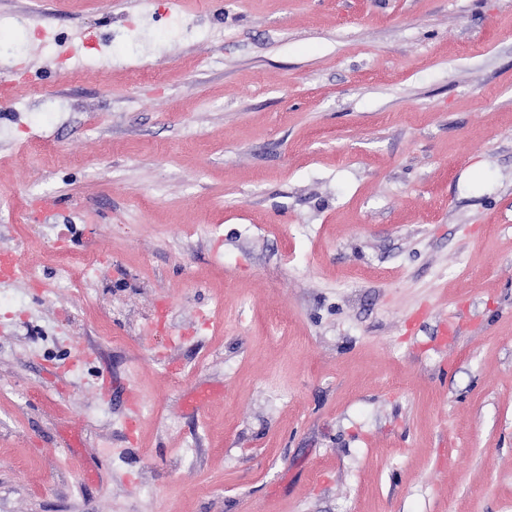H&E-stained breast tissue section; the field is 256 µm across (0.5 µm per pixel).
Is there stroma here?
Returning <instances> with one entry per match:
<instances>
[{"label":"stroma","instance_id":"obj_1","mask_svg":"<svg viewBox=\"0 0 512 512\" xmlns=\"http://www.w3.org/2000/svg\"><path fill=\"white\" fill-rule=\"evenodd\" d=\"M2 83L0 512H512V0H0Z\"/></svg>","mask_w":512,"mask_h":512}]
</instances>
